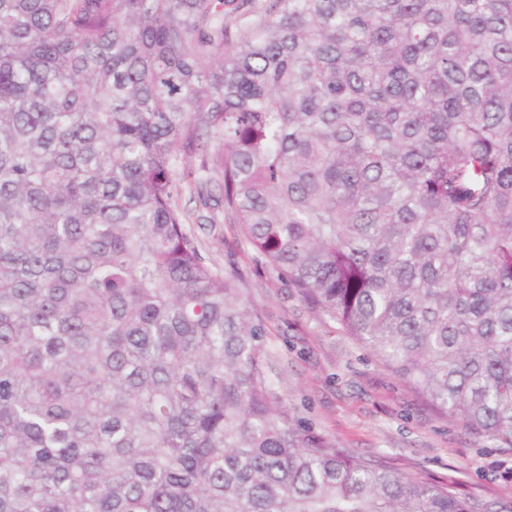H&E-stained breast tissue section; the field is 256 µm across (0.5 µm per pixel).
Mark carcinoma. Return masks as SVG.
<instances>
[{
    "instance_id": "obj_1",
    "label": "carcinoma",
    "mask_w": 512,
    "mask_h": 512,
    "mask_svg": "<svg viewBox=\"0 0 512 512\" xmlns=\"http://www.w3.org/2000/svg\"><path fill=\"white\" fill-rule=\"evenodd\" d=\"M215 176L308 307L512 448V0H0V512H505L275 396L177 203Z\"/></svg>"
}]
</instances>
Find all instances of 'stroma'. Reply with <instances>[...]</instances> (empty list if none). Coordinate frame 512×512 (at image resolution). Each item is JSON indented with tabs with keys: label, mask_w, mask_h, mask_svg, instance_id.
Returning <instances> with one entry per match:
<instances>
[{
	"label": "stroma",
	"mask_w": 512,
	"mask_h": 512,
	"mask_svg": "<svg viewBox=\"0 0 512 512\" xmlns=\"http://www.w3.org/2000/svg\"><path fill=\"white\" fill-rule=\"evenodd\" d=\"M264 327L274 393L305 426L404 475L512 506V450L432 409L340 324L310 309L268 269L240 225L191 224Z\"/></svg>",
	"instance_id": "obj_1"
}]
</instances>
